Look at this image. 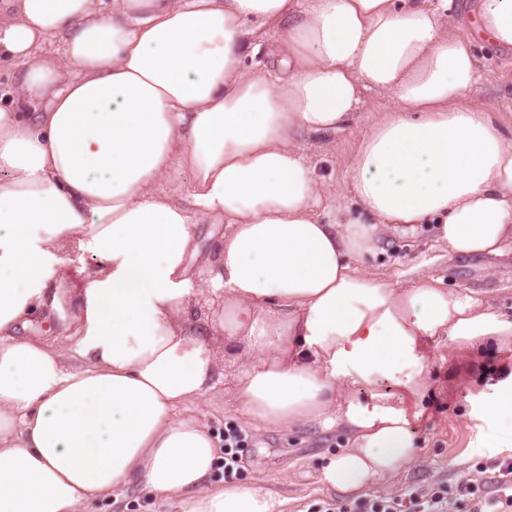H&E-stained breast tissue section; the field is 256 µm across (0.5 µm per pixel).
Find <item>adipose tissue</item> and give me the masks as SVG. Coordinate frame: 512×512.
Segmentation results:
<instances>
[{"label": "adipose tissue", "mask_w": 512, "mask_h": 512, "mask_svg": "<svg viewBox=\"0 0 512 512\" xmlns=\"http://www.w3.org/2000/svg\"><path fill=\"white\" fill-rule=\"evenodd\" d=\"M449 2L0 0V57L22 68L0 105V512H89L133 484L183 512H278L264 488L206 487L216 441L180 414L226 347L249 359L244 416L344 433L332 489L415 465L384 384L422 402L434 348L512 341V313L477 293L365 265L393 224L435 225L456 255L512 246V134L469 98L482 77ZM273 22L274 68L248 65ZM478 24L512 48V0H481ZM370 90L394 106L355 145L353 206L322 213L331 188L297 138L340 129ZM176 164L193 210L155 191ZM210 217L228 231L206 252ZM196 269L216 313L191 303Z\"/></svg>", "instance_id": "ef3b65f1"}]
</instances>
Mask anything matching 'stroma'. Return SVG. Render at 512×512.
<instances>
[{"label": "stroma", "mask_w": 512, "mask_h": 512, "mask_svg": "<svg viewBox=\"0 0 512 512\" xmlns=\"http://www.w3.org/2000/svg\"><path fill=\"white\" fill-rule=\"evenodd\" d=\"M476 23H468L474 34L482 81L473 92L474 101L502 112L512 126V51L489 47L477 37ZM390 96L366 93L352 123L327 137H308L300 144L317 174L340 185L351 149L370 120L391 106ZM375 272L390 276L402 287L425 272L442 279L444 287L467 288L482 298L512 306V249L499 255L456 257L447 255L434 241L428 225L399 226L383 238L372 262ZM512 361V348L496 344L480 353L445 355L436 360L431 387L422 404L403 397L409 419L419 440L421 459L408 472L381 482L363 492V499L391 497L409 489L443 490L452 512H472L469 497L459 492L463 481L478 480L496 462H512V447L502 444L503 433L484 416L486 403L498 383L486 375V368H502ZM246 358L224 360V375L202 399L189 405L187 414L197 416L216 436L230 426L245 429L251 436L243 448L240 482L253 483L279 496L283 512H322L325 504H352L320 480V458L338 451L345 441L341 434L317 426L283 430L263 426L241 417L234 400ZM91 512H182L179 499L159 500L138 486L128 487L119 498L95 502Z\"/></svg>", "instance_id": "35a3bbf8"}]
</instances>
